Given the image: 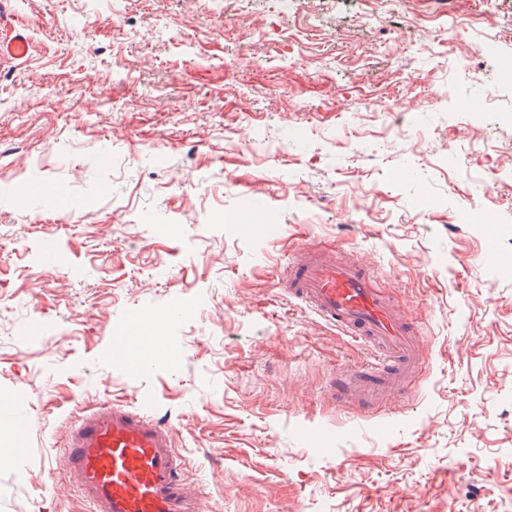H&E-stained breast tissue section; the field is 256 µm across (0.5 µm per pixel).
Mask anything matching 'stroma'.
<instances>
[{"mask_svg":"<svg viewBox=\"0 0 512 512\" xmlns=\"http://www.w3.org/2000/svg\"><path fill=\"white\" fill-rule=\"evenodd\" d=\"M471 8L0 0L30 38L0 62V393L24 421L0 512H88L47 463L92 397L171 425L207 512H512V274L482 221L512 219V124L459 108L512 93ZM309 246L420 325L422 370L376 416L331 390L367 348L279 289ZM157 323L179 369L115 359Z\"/></svg>","mask_w":512,"mask_h":512,"instance_id":"stroma-1","label":"stroma"}]
</instances>
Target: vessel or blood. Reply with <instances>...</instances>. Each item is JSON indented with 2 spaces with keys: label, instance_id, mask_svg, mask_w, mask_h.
<instances>
[{
  "label": "vessel or blood",
  "instance_id": "b4317fda",
  "mask_svg": "<svg viewBox=\"0 0 512 512\" xmlns=\"http://www.w3.org/2000/svg\"><path fill=\"white\" fill-rule=\"evenodd\" d=\"M28 51L23 27L0 37L1 60L23 58ZM280 288L368 348L370 361L340 372L335 389L365 403L405 393L420 365L418 326L376 288L367 268L322 249L300 252L287 262ZM153 333L154 355L179 368L183 356L168 347L162 326ZM62 465L89 512H204L185 480L187 460L172 428L128 402H82L65 431Z\"/></svg>",
  "mask_w": 512,
  "mask_h": 512
}]
</instances>
